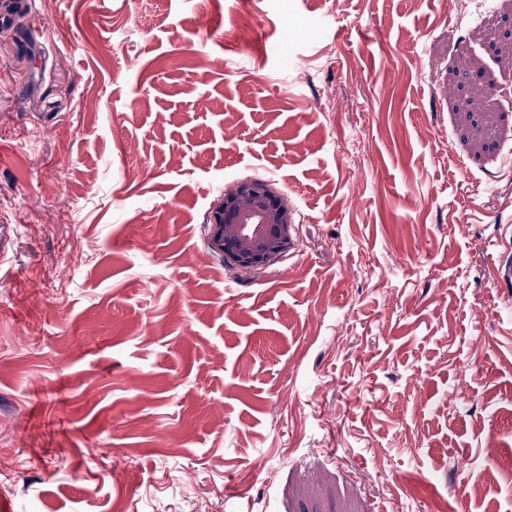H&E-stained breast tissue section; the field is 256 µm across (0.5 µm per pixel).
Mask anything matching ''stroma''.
Wrapping results in <instances>:
<instances>
[{
  "label": "stroma",
  "mask_w": 512,
  "mask_h": 512,
  "mask_svg": "<svg viewBox=\"0 0 512 512\" xmlns=\"http://www.w3.org/2000/svg\"><path fill=\"white\" fill-rule=\"evenodd\" d=\"M470 0H26L0 25V505L512 512V67ZM487 88L469 112L461 87ZM261 178L297 242L208 246ZM500 233L494 240L485 243L483 251L491 248L488 261V274L491 287L496 295L507 300L512 299V226L500 225Z\"/></svg>",
  "instance_id": "35a3bbf8"
}]
</instances>
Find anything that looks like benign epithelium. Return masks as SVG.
<instances>
[{"label":"benign epithelium","instance_id":"benign-epithelium-1","mask_svg":"<svg viewBox=\"0 0 512 512\" xmlns=\"http://www.w3.org/2000/svg\"><path fill=\"white\" fill-rule=\"evenodd\" d=\"M208 223L211 250L243 270L264 266L294 247L292 211L262 179L224 191Z\"/></svg>","mask_w":512,"mask_h":512}]
</instances>
